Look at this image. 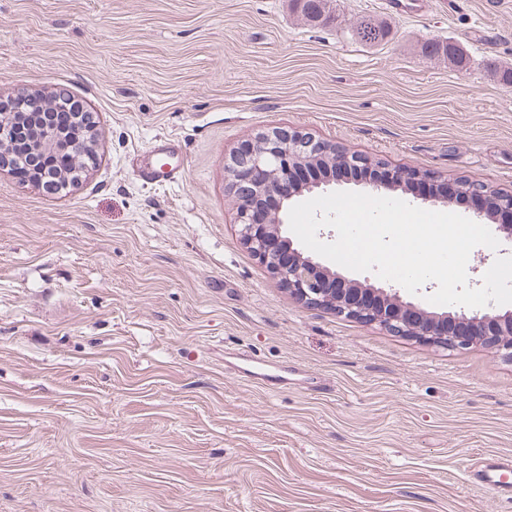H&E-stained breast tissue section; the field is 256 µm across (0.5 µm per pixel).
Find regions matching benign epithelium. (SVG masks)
<instances>
[{"mask_svg": "<svg viewBox=\"0 0 512 512\" xmlns=\"http://www.w3.org/2000/svg\"><path fill=\"white\" fill-rule=\"evenodd\" d=\"M39 143L59 146L78 163L85 156L81 148L64 142L53 127L37 129ZM332 168L340 176L361 169L375 170L379 177L368 181L372 191L402 188L411 190L417 180L435 177L400 167L373 163L367 157L348 153L340 147L316 140L306 133L275 127L258 135L233 153L226 169L230 191L238 201V226L242 242L261 259L289 294L299 302L377 324L403 336L466 348L480 343L512 357V312L493 308L480 313L463 310L429 311L403 299L399 289L349 279L304 255L283 236L288 201L306 192L326 187L333 180L319 177L300 183L294 179L301 169ZM461 197L477 196L482 206L477 216L495 226L498 235L512 242V221L501 214L512 212V193L484 186L450 183Z\"/></svg>", "mask_w": 512, "mask_h": 512, "instance_id": "obj_1", "label": "benign epithelium"}]
</instances>
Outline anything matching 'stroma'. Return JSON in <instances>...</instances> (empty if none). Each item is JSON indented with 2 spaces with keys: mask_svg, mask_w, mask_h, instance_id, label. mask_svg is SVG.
Masks as SVG:
<instances>
[{
  "mask_svg": "<svg viewBox=\"0 0 512 512\" xmlns=\"http://www.w3.org/2000/svg\"><path fill=\"white\" fill-rule=\"evenodd\" d=\"M511 66L512 0L314 26L288 0H0V100L66 92L97 154L61 193L0 169V512H512L469 477L512 456V359L297 302L226 189L290 126L510 193ZM163 137L181 177L149 186ZM179 153L178 145L174 139L160 138L154 145L153 151L148 157H143L140 165L141 174L145 183H171L180 174V168L176 166L166 168L165 165H157L154 156L164 155L175 157Z\"/></svg>",
  "mask_w": 512,
  "mask_h": 512,
  "instance_id": "35a3bbf8",
  "label": "stroma"
}]
</instances>
